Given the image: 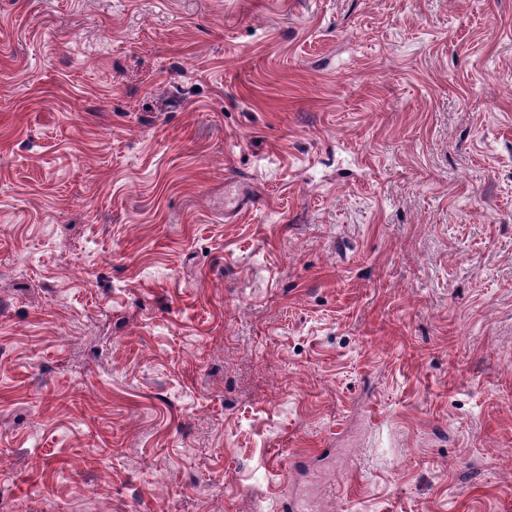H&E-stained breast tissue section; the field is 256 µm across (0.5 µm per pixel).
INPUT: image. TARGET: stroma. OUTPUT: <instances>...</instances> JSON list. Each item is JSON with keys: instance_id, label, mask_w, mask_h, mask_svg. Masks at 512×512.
Wrapping results in <instances>:
<instances>
[{"instance_id": "obj_1", "label": "stroma", "mask_w": 512, "mask_h": 512, "mask_svg": "<svg viewBox=\"0 0 512 512\" xmlns=\"http://www.w3.org/2000/svg\"><path fill=\"white\" fill-rule=\"evenodd\" d=\"M0 455V512H512V0H0Z\"/></svg>"}]
</instances>
